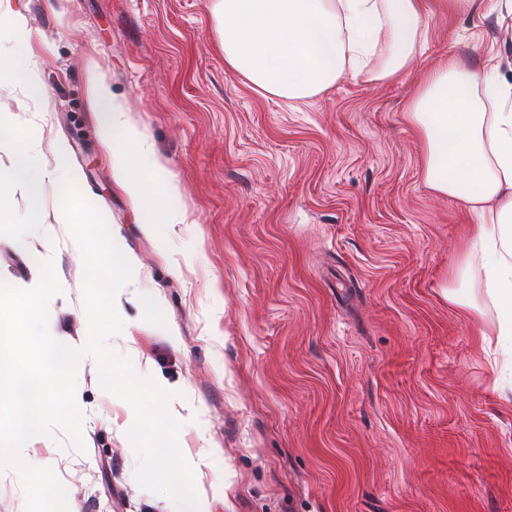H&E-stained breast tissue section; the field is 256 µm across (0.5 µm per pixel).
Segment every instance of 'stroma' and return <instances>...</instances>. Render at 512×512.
Listing matches in <instances>:
<instances>
[{
    "label": "stroma",
    "mask_w": 512,
    "mask_h": 512,
    "mask_svg": "<svg viewBox=\"0 0 512 512\" xmlns=\"http://www.w3.org/2000/svg\"><path fill=\"white\" fill-rule=\"evenodd\" d=\"M50 108L0 94V125L35 131L43 160L67 144L89 200L135 259L108 346L168 385L178 446L209 512H512V362L476 346L495 321L465 305L455 268L472 218L425 182L405 117L419 75L454 57L495 59L512 82V0L451 14L430 5L411 74L344 78L290 102L224 64L211 0H24ZM102 73L191 221L159 235L115 183L87 92ZM40 206L49 249L15 241L24 198L0 199V277L23 289L42 262L61 285L48 323L87 341L84 265ZM457 301H450L449 290ZM155 298V310L141 300ZM83 449L32 437L68 512H175L139 487L132 408L77 370Z\"/></svg>",
    "instance_id": "1"
}]
</instances>
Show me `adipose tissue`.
I'll use <instances>...</instances> for the list:
<instances>
[{
  "label": "adipose tissue",
  "instance_id": "ef3b65f1",
  "mask_svg": "<svg viewBox=\"0 0 512 512\" xmlns=\"http://www.w3.org/2000/svg\"><path fill=\"white\" fill-rule=\"evenodd\" d=\"M218 44L227 67L254 89L296 101L332 88L344 74L371 81L405 76L423 45L428 15L424 0H212ZM0 91L48 103L41 71L28 51L32 34L20 0H0ZM88 94L101 106L100 137L112 172L132 208L151 212L155 224L171 229L187 223L171 209L174 183L155 188L159 160L130 124L122 99L104 75L90 72ZM424 145L425 176L434 192L463 203L475 219L462 252L458 276L473 264L482 270V297L497 315L482 344L512 349V83L496 64L475 70L455 59L428 70L406 108ZM0 141L14 159L0 174V195H20L31 206L18 226L21 244L41 238L43 216L36 202L63 187V212L70 223H95L83 210L84 186L66 149L53 162L39 156L35 134L0 127Z\"/></svg>",
  "mask_w": 512,
  "mask_h": 512
}]
</instances>
